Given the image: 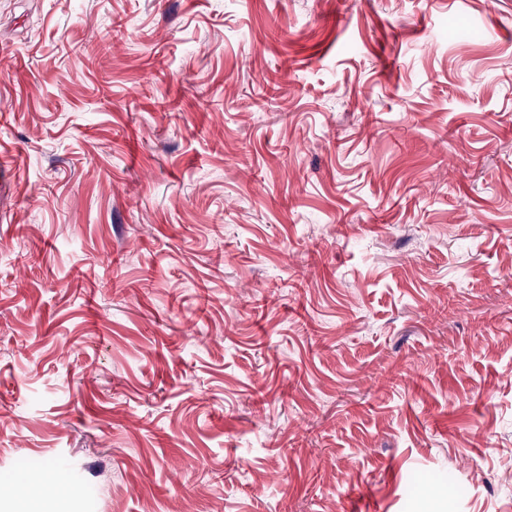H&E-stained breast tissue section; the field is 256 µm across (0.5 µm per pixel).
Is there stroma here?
Returning <instances> with one entry per match:
<instances>
[{
    "instance_id": "35a3bbf8",
    "label": "stroma",
    "mask_w": 512,
    "mask_h": 512,
    "mask_svg": "<svg viewBox=\"0 0 512 512\" xmlns=\"http://www.w3.org/2000/svg\"><path fill=\"white\" fill-rule=\"evenodd\" d=\"M64 512H512V0H0V485Z\"/></svg>"
}]
</instances>
